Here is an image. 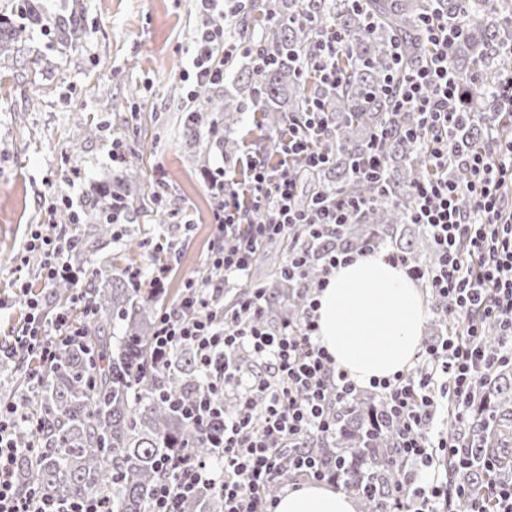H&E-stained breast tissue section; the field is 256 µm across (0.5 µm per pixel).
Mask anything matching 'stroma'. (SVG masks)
Instances as JSON below:
<instances>
[{
    "label": "stroma",
    "mask_w": 512,
    "mask_h": 512,
    "mask_svg": "<svg viewBox=\"0 0 512 512\" xmlns=\"http://www.w3.org/2000/svg\"><path fill=\"white\" fill-rule=\"evenodd\" d=\"M57 17L80 25L83 42L66 52L46 32H35L26 57H0V341L23 318L11 305L16 276L34 289L41 277L31 267L16 271L34 224L56 225L77 242L83 227L61 221L66 209L89 216L96 184L116 168L108 157L113 137L126 145L127 161H142L149 191L161 193L174 218L166 224L138 218L128 237L107 246L111 266L86 263L95 275L127 278L131 270L151 274L155 244L177 243L178 260L165 281L164 305H171L186 279L198 277L214 240L208 174L235 172L247 183L241 161L224 158L211 144L205 165H197L182 135L186 83L199 25L194 0H42ZM100 126L80 155L71 144L82 127ZM80 176H73V169Z\"/></svg>",
    "instance_id": "35a3bbf8"
}]
</instances>
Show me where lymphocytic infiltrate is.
Instances as JSON below:
<instances>
[{"label": "lymphocytic infiltrate", "mask_w": 512, "mask_h": 512, "mask_svg": "<svg viewBox=\"0 0 512 512\" xmlns=\"http://www.w3.org/2000/svg\"><path fill=\"white\" fill-rule=\"evenodd\" d=\"M196 2L203 23L195 40L187 92L191 98L199 88L223 84L225 60L253 50L248 42L228 36L224 0ZM421 26L431 57L387 84L386 93L394 103L393 123L381 137L398 135L427 146L428 171L412 190L408 218L429 229L436 260L421 267L395 252L388 259L403 267L431 299L443 301L446 315L458 329L424 343L414 367L373 381L372 387L399 425L396 446L407 465L403 481L392 493L391 512H457V500L463 495L470 500L469 512H485L483 495L449 485L434 473L435 449H446L449 461L462 468L472 458L466 445L444 435L435 420L449 402L456 420L467 424L479 382L501 364H512V208L504 206L501 192L506 181H512V139L499 134L501 113H512V71L499 81L498 109L485 121L481 149L458 154L449 130L462 115L465 96L449 63L461 27L449 24L447 14L437 8L422 17ZM410 111L417 115L412 125L403 121ZM330 133L328 116L320 105H313L301 117L289 119L283 130L279 168L268 169L250 156L247 187L235 186L222 170L209 178L217 223L210 262L222 276L203 283L187 280L178 302L161 312L153 338L161 365L179 345L196 348L207 384L183 411L204 428L223 421L219 460L207 462L188 453L175 462L163 460L148 512H181L183 502L203 487L215 489L223 498L224 512H274L276 501L268 489L284 472L295 471L313 483L337 480L335 471L320 467L314 459L289 457L285 451L302 447L311 435L335 432L339 410L358 390L322 345L317 311L320 293L337 267L375 253V246L325 250L313 256L302 249L291 251L284 268L289 278L302 280L313 262L320 265L321 273L305 286L299 318L278 329L267 328L258 318L264 299L259 286L248 288L233 307L224 305L226 288L250 272L263 243L286 237L293 229L324 238L361 209L358 201L323 199L308 205L299 201L300 176L293 161L302 157L308 168L329 167L333 157L318 143ZM456 156L466 171L461 182L448 177V161ZM71 251L70 242L39 224L19 263L27 265L35 253L42 259L45 285L75 281L79 272ZM17 297L26 309L25 321L10 343L0 344V365L22 358L42 364L52 360L58 344L80 334L71 321V308L89 317L96 313L79 293L50 321L29 283H21ZM491 333L499 338L494 352L485 343ZM243 347L263 363V370L248 374L229 370L227 354ZM231 389L236 392L234 408L218 409L215 396ZM23 421L16 405L0 402V512H105L104 502L95 497L54 500L35 489L18 487L15 466L20 450L15 430ZM426 469L431 477L419 480Z\"/></svg>", "instance_id": "f902f5d3"}]
</instances>
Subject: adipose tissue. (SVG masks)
I'll return each mask as SVG.
<instances>
[{
    "mask_svg": "<svg viewBox=\"0 0 512 512\" xmlns=\"http://www.w3.org/2000/svg\"><path fill=\"white\" fill-rule=\"evenodd\" d=\"M424 298L382 253L338 267L320 294L319 334L336 364L361 387L404 370L420 350ZM337 488L304 485L285 492L276 512H355Z\"/></svg>",
    "mask_w": 512,
    "mask_h": 512,
    "instance_id": "ef3b65f1",
    "label": "adipose tissue"
}]
</instances>
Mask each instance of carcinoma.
I'll return each instance as SVG.
<instances>
[{
	"label": "carcinoma",
	"instance_id": "obj_1",
	"mask_svg": "<svg viewBox=\"0 0 512 512\" xmlns=\"http://www.w3.org/2000/svg\"><path fill=\"white\" fill-rule=\"evenodd\" d=\"M24 21L13 22L0 15V56L25 54L31 33L55 22L62 44L78 45V29L44 14L40 0H24ZM448 18L468 13L469 24L455 45L451 61L458 85L470 94L468 116L452 131L465 150L477 147L484 137L485 113L495 111V88L499 74L512 67V58L500 54V45L512 40L506 16L512 0H440ZM431 0H367L355 9L345 0H254L252 7L271 23L255 41L257 54L235 64L237 82L244 84L251 100L259 104L267 130L265 154L278 150L281 128L288 118L309 111L314 101L331 113L333 128L323 147L335 153L333 164L317 173L295 162L308 189L301 197L306 204L316 194L365 201L351 223L338 228L323 246L343 249L364 242L390 244L414 262L432 260L431 239L419 224L406 231V211L412 186L427 172L424 152L396 136L382 144L388 176L385 189L358 178L353 170L356 154L375 142L388 126L392 99L383 94L385 77L396 76L391 53L399 47L404 67L425 62L429 48L418 21ZM332 21L347 34V42L336 57L340 82L329 87L313 76L314 50L321 24ZM245 102L230 89L224 94L206 88L184 117V128L193 140L198 158L204 159L199 129L208 127V139L224 145V156L235 157L237 114ZM145 174L130 163L112 176V182L96 188L94 206L99 218L88 228V248L100 264L110 261L104 244L114 238L112 202L123 211L152 209L158 224L167 214L152 207L142 191ZM265 299L261 318L278 325L299 313V286L275 271L263 282ZM84 293L96 307V317L85 325V336L62 345L54 360L38 371L39 381L25 382L20 367L3 370L0 401L28 407L41 420L35 429L22 424L16 431L21 448L36 446V454L21 457L17 481L34 484L49 496L104 498L110 512H146L162 458L190 451L197 458H210L215 448L208 433L193 426L179 410L202 391V377L190 345L175 348L165 366L153 359L152 335L157 323V299L144 296L118 278L92 281ZM478 412L468 430L472 453L493 448L512 434V366L501 365L478 390ZM396 425L385 404L374 397L357 398L340 411L336 433L316 438L295 452L311 456L336 471L344 489L360 504L359 512H389L393 489L402 480L405 467L395 448ZM512 476V463L490 471L474 464L455 471V481L486 492L499 480ZM182 512H224V503L208 488L184 503Z\"/></svg>",
	"mask_w": 512,
	"mask_h": 512
}]
</instances>
